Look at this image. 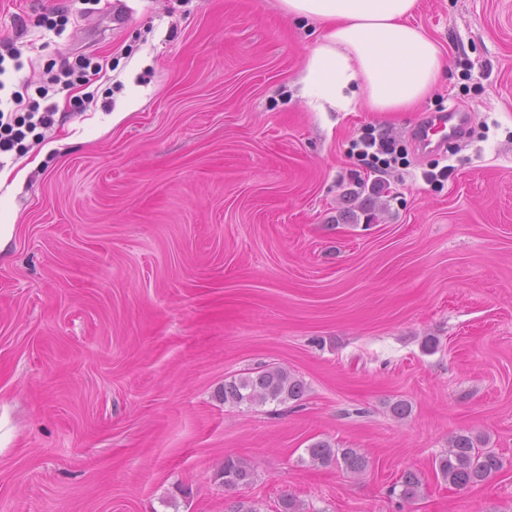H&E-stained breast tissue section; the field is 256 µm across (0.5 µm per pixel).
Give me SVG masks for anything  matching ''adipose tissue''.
Wrapping results in <instances>:
<instances>
[{
  "label": "adipose tissue",
  "mask_w": 512,
  "mask_h": 512,
  "mask_svg": "<svg viewBox=\"0 0 512 512\" xmlns=\"http://www.w3.org/2000/svg\"><path fill=\"white\" fill-rule=\"evenodd\" d=\"M418 0H281L289 16L320 22L301 91L319 111L406 112L443 74L441 52L411 24Z\"/></svg>",
  "instance_id": "adipose-tissue-1"
}]
</instances>
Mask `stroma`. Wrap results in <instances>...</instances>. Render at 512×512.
Wrapping results in <instances>:
<instances>
[{"mask_svg": "<svg viewBox=\"0 0 512 512\" xmlns=\"http://www.w3.org/2000/svg\"><path fill=\"white\" fill-rule=\"evenodd\" d=\"M73 7L0 0L23 77L112 63L0 181V512H512V0H419L446 71L412 112L309 107L323 30L280 0H100L36 27ZM452 107L467 137L419 156L413 124ZM369 126L405 151L377 192L348 157ZM267 366L304 397L225 403ZM459 433L503 469L437 478ZM318 440L365 471L306 463ZM228 455L249 484L224 488Z\"/></svg>", "mask_w": 512, "mask_h": 512, "instance_id": "obj_1", "label": "stroma"}]
</instances>
